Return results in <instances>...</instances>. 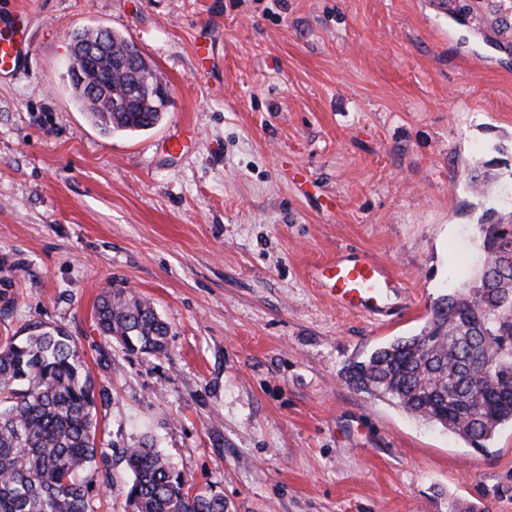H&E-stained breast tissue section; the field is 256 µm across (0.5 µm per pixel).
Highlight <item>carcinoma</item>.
I'll list each match as a JSON object with an SVG mask.
<instances>
[{
    "mask_svg": "<svg viewBox=\"0 0 512 512\" xmlns=\"http://www.w3.org/2000/svg\"><path fill=\"white\" fill-rule=\"evenodd\" d=\"M138 56L144 81L163 82L140 49L108 28L73 35L72 91L104 135L138 134L157 126L165 105L147 92L132 94L121 61ZM487 258L463 288L434 303L420 333L374 349L347 369L359 390L382 396L411 415L484 447L512 423V277L486 282L492 269H512V224L483 229ZM105 336L155 356L168 352V324L144 300L107 292L96 307ZM95 385L77 346L60 330L40 325L21 341L0 345V512H93L85 472L97 460ZM128 476L127 512H228L224 496L191 492L189 480L144 442L122 451Z\"/></svg>",
    "mask_w": 512,
    "mask_h": 512,
    "instance_id": "cac0c4a2",
    "label": "carcinoma"
}]
</instances>
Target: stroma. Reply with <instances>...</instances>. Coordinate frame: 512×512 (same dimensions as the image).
<instances>
[{
  "label": "stroma",
  "instance_id": "1",
  "mask_svg": "<svg viewBox=\"0 0 512 512\" xmlns=\"http://www.w3.org/2000/svg\"><path fill=\"white\" fill-rule=\"evenodd\" d=\"M1 10L34 54L0 79V341L62 329L102 390L94 512H123L121 453L149 436L229 512H512L511 424L480 451L345 376L471 276L488 196L512 222V0ZM96 27L161 72L155 128L106 137L75 103L69 37ZM344 251L392 270L385 315L313 279ZM116 288L168 322L167 355L100 333Z\"/></svg>",
  "mask_w": 512,
  "mask_h": 512
}]
</instances>
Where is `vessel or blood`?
<instances>
[{
    "label": "vessel or blood",
    "instance_id": "b4317fda",
    "mask_svg": "<svg viewBox=\"0 0 512 512\" xmlns=\"http://www.w3.org/2000/svg\"><path fill=\"white\" fill-rule=\"evenodd\" d=\"M32 54L29 43L18 36L17 20L0 21V76L21 74ZM313 276L339 309L375 316L387 305L394 277L384 264L350 252L314 268Z\"/></svg>",
    "mask_w": 512,
    "mask_h": 512
}]
</instances>
